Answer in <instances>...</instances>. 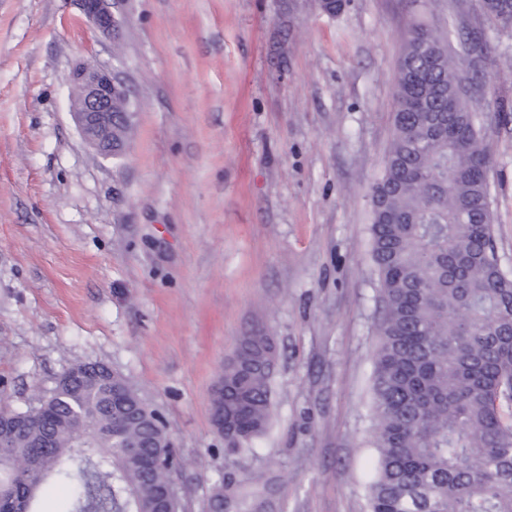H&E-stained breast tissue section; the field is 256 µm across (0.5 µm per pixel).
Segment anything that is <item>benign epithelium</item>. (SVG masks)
Segmentation results:
<instances>
[{"label": "benign epithelium", "mask_w": 512, "mask_h": 512, "mask_svg": "<svg viewBox=\"0 0 512 512\" xmlns=\"http://www.w3.org/2000/svg\"><path fill=\"white\" fill-rule=\"evenodd\" d=\"M84 17L99 31L117 36L124 0H78ZM70 109L84 141L100 156L119 157L125 152L124 134L131 111L116 112L112 101L125 87L118 74L85 60L70 76Z\"/></svg>", "instance_id": "1"}]
</instances>
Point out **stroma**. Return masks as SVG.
<instances>
[{
  "label": "stroma",
  "mask_w": 512,
  "mask_h": 512,
  "mask_svg": "<svg viewBox=\"0 0 512 512\" xmlns=\"http://www.w3.org/2000/svg\"><path fill=\"white\" fill-rule=\"evenodd\" d=\"M77 0H0V407L68 367L119 372L181 462L179 512H367L377 451L370 190L392 138L411 22L475 31L471 105L492 154L493 223L512 271V33L480 0H126L119 41ZM116 68L123 157L70 114L68 76ZM275 336L273 417L225 456L210 393L241 336Z\"/></svg>",
  "instance_id": "1"
}]
</instances>
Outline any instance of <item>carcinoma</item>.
Here are the masks:
<instances>
[{"label":"carcinoma","mask_w":512,"mask_h":512,"mask_svg":"<svg viewBox=\"0 0 512 512\" xmlns=\"http://www.w3.org/2000/svg\"><path fill=\"white\" fill-rule=\"evenodd\" d=\"M512 30V0H481ZM448 35L411 26L393 93L384 174L371 189V256L382 303L371 411L378 459L367 512H512V275L498 255L480 116ZM278 359L261 329L242 336L212 394L225 451L272 416ZM65 396L0 417L8 465L0 512L50 478L68 483L63 512H160L174 465L166 432L142 406L113 410L112 370L57 382ZM92 441L85 453L87 428Z\"/></svg>","instance_id":"obj_1"}]
</instances>
